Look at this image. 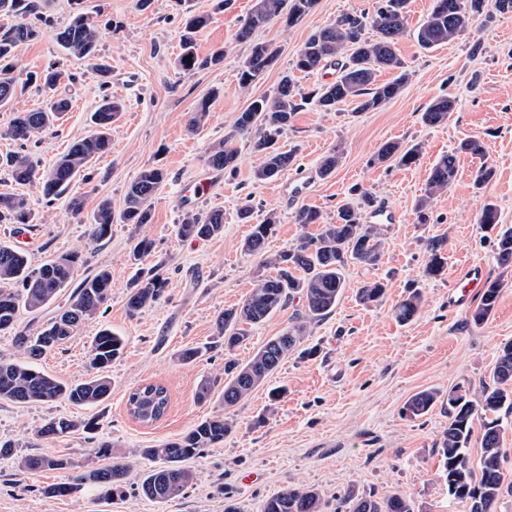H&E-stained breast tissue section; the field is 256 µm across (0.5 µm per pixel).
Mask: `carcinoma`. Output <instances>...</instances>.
Here are the masks:
<instances>
[{"label":"carcinoma","instance_id":"obj_1","mask_svg":"<svg viewBox=\"0 0 512 512\" xmlns=\"http://www.w3.org/2000/svg\"><path fill=\"white\" fill-rule=\"evenodd\" d=\"M410 0H375L373 11L347 12L326 27L311 34L293 62L295 70L311 73L327 65L338 68L336 80L307 94L299 91L295 79L286 75L271 96L253 100L238 113L234 122L235 134L250 139L252 150L263 155V163L256 168L258 182L274 179L293 166L295 152L275 147L279 136L290 126L298 101H313L325 112H334L339 104L351 101L359 112L381 109L404 91L407 73L398 55L397 44L406 32ZM317 0H260L257 7L245 18L237 32L240 41L251 40L253 33L278 19L286 25L299 23L316 6ZM500 14L512 13V0H433L427 19L417 31L418 43L431 49L456 40L467 31L475 16L486 8ZM0 15L13 16L19 21L0 32V107L10 105L17 97V81L13 66L8 61L17 56L20 47L53 29L59 46L68 54L94 61L96 73L103 79L110 74L109 66L98 61V29L83 14L74 16L67 24L55 27L43 13L37 11L32 0H0ZM209 17L197 14L189 17L182 36L181 53L177 66L191 72L221 60L224 51L217 50L211 57L198 56L193 34L206 26ZM372 29L376 38L364 37ZM276 52L264 42L252 44L249 55L239 69V83L252 84L275 61ZM382 70H398L394 80L380 83L377 74ZM60 73L51 65L39 77L37 90L46 96L45 104L32 111L18 112L6 131L18 142L21 150L0 158V166L8 167L11 178L26 184L42 180L44 194L52 200L64 197L72 181L81 175L97 158L107 154L112 145V124L122 111L120 100L105 95L90 115V131L74 141L51 168L40 172L38 160L27 150V144L38 141L46 131L54 128L69 109V100L56 94ZM456 100L444 96L433 100L422 114V121L430 127H439L448 121ZM423 144H402L389 141L377 150L373 162H393L409 167L419 160ZM483 156V142L470 139L462 142L452 152L441 156L432 166L424 193L415 204L417 222L430 220L429 210L434 198L447 192L455 181L458 154ZM340 152L325 155L318 167L321 177L333 174L339 164ZM207 164L215 170L234 171L237 168L238 150L229 145V139L212 144L206 157ZM494 168L484 163L473 175V188L477 191L494 177ZM166 172L158 167L144 168L127 185L124 207L118 214L112 211L110 200L99 202L91 222V240L100 242L112 236L115 223L141 227L151 222L155 193L165 180ZM374 199L364 192L355 200L347 199L338 206L336 223L321 224L315 235H303L297 244L275 255L265 252L266 243L274 233L277 218L267 215L252 230L242 244L244 253L260 256L267 266L276 270L273 276L257 281L241 305L224 311L217 320L224 350L232 352L250 336V330L266 322L274 313L285 308L295 298L302 301V308L293 316L288 328L271 337L252 358L238 364L232 360L224 365V408L229 409L249 396L273 374L282 362L294 352L309 335L310 328L323 320L336 308L347 283L345 269L348 263L377 265L384 252L380 228L362 222L363 211L371 208ZM0 222L28 224L31 210L27 199L19 194L0 195ZM224 233V212L187 211L177 225L178 237L185 240L206 239ZM153 251V242L146 237L134 239L127 254V261L139 266V274L127 292L126 307L134 316L142 309L158 303L165 293L168 279L160 273V266H142ZM427 259L423 276L434 279L447 270L448 256L445 240L434 237L427 241ZM496 262L499 267L512 268V228L497 235ZM86 259L83 251L76 249L61 253L35 266L28 254L8 242H0V333L12 332L20 358L0 360V399L15 404L54 402L65 400L75 407H95L104 402L111 392L107 376L112 362L121 356L124 337L102 328L94 336L90 350L92 376L79 384L60 381L43 372L36 361L46 352L69 342L76 336L83 323L96 316L112 295V274L100 266L91 275L74 283L78 267ZM503 287L499 278L489 279L469 320L476 325L485 323L492 315ZM388 285L380 280L363 283L357 298L364 305H379L386 298ZM67 302L54 316L47 319L40 330L26 335L18 331L21 311L40 314L61 295ZM423 295L414 289L393 308L395 318L408 323L418 314ZM137 390L149 393V402L155 409L154 416L138 422L147 425L160 420L167 412L169 395L165 386L148 383ZM448 412V428L442 434L439 454L443 462L442 478L448 484V496L469 506V512H497L503 489L501 472L503 431L498 414L512 412V342L500 348L489 380L482 383L478 392L469 394L459 388L447 392L423 390L414 394L406 403V412L412 417L426 415L435 406ZM480 429H475V421ZM99 428L95 417L74 418L59 416L47 420L37 431L38 438H57L74 432L94 434ZM235 428L234 420L224 415L205 419L188 433L154 448L122 450L112 442L97 439L93 448L96 457L107 464L82 472L68 483L53 484L43 488L48 497L77 494L85 487L110 499L123 492L126 476L132 464L139 459L149 460L156 466L149 469L141 482L142 494L158 503L167 502L179 495L192 483L193 473L185 462L197 458L207 448L224 442ZM480 444L481 455L472 464L469 448L472 441ZM72 463L64 458L28 455L18 461L23 472L64 470ZM262 512H322V498L314 489L289 488L266 500ZM336 512H415L413 502L395 493L381 500L359 496L353 491L341 495L336 502Z\"/></svg>","mask_w":512,"mask_h":512}]
</instances>
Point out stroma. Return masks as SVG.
<instances>
[{
	"mask_svg": "<svg viewBox=\"0 0 512 512\" xmlns=\"http://www.w3.org/2000/svg\"><path fill=\"white\" fill-rule=\"evenodd\" d=\"M35 2L57 26L79 12L91 16L99 31V53L111 67L108 84H100L90 61L67 55L49 33L21 48L14 69L17 81L24 82L28 72L56 65L62 73L59 90L71 101L63 120L27 146L41 169H48L71 142L87 133L90 113L102 95L109 94L123 104L112 126V148L72 182L69 195L83 199L85 215H92L104 198L118 212L126 186L142 169L157 166L167 174L155 194L150 224L138 230L113 225L111 238L95 243L89 223L71 219L64 201H48L40 183H15L0 168V194L24 195L35 215L21 235L13 225L0 224V241L27 248L36 265L64 251L83 250L87 263L76 272L80 279L101 265L112 272L107 305L38 366L64 382L79 383L91 373L90 348L99 328L109 327L125 337L124 353L108 373L111 394L92 410L100 420V436L114 445L152 448L223 412L228 355L217 337L216 321L225 309L240 304L267 272L260 258L241 250L252 224L240 218L244 206H252V222L276 215L266 248L270 254L288 250L303 233L316 232V225L296 224L298 210L317 209L322 223H335L338 206L354 190L398 210L402 221L382 227L385 246L378 265L352 263L346 268L342 298L303 342L316 348V355H290L266 385L233 408L235 429L223 444L190 460L194 481L180 496L159 504L139 494L140 479L150 466L146 460L134 465L124 495L112 501L99 502L89 491L44 495V487L70 481L101 461L85 434L76 432L39 443L40 454L68 459L71 468L23 475L16 460L29 453L24 443L46 419L80 418L84 412L64 401L18 405L0 400V441L19 444L14 456H0V512H224L230 504L240 512H261L267 498L294 487L318 490L324 512H334L337 498L349 489L377 499L402 494L414 501L416 512H468L465 504L449 498L440 478L437 450L447 414L436 408L414 418L405 404L426 389L445 392L460 386L478 391L500 347L512 341V271L499 270L496 233L478 221L483 205L492 203L500 224L512 227V15L478 16L465 36L425 50L416 31L433 0H411L407 31L398 44L408 73L402 94L374 112H355L349 102L335 112L302 104L277 141L280 148L295 150L294 167L279 179L258 183L253 172L263 157L252 151L246 138L234 136L237 114L252 100L273 94L312 33L342 13L370 11L374 0H318L293 27L274 21L256 30L254 40L273 46L277 57L246 87L239 84L237 73L250 44L236 34L256 0H150L145 9L137 0ZM190 11L210 17L195 36L199 56L220 48L224 58L185 72L176 61ZM446 95L456 100L447 123L426 126L421 119L426 107ZM204 101L209 104L206 121L187 130L189 113ZM227 137L239 153L237 168L220 172L196 205L200 211L223 210L224 233L205 240L180 239L176 226L184 209L178 192L208 171V147ZM468 139L484 142L485 157L459 154L453 186L435 198L429 223H417L415 203L432 164ZM412 140L423 145L416 164L406 168L373 163L382 143ZM337 147L342 158L335 173L320 178L321 158ZM484 162L496 174L477 192L472 174ZM300 170L309 175L308 189L294 203H286L282 182ZM137 231L154 242L146 265L164 263L168 284L161 301L132 316L126 294L137 269L126 255ZM435 236L446 241L448 268L441 277L428 279L423 275L425 243ZM470 263L483 264L488 276L504 281L492 316L479 326L470 322L468 311L448 309V287ZM378 279L388 286L386 302L361 305L358 287ZM411 288L420 289L423 306L412 321L401 323L393 307ZM296 310V305H288L252 328L246 343L230 356L247 362L288 326ZM193 346L204 347V355L190 364L180 362L179 353ZM207 377L213 381L212 394L202 401L198 388ZM153 382L167 387L170 405L162 419L145 426L130 417L126 401L132 388ZM274 387L283 390L276 399L269 395Z\"/></svg>",
	"mask_w": 512,
	"mask_h": 512,
	"instance_id": "stroma-1",
	"label": "stroma"
}]
</instances>
